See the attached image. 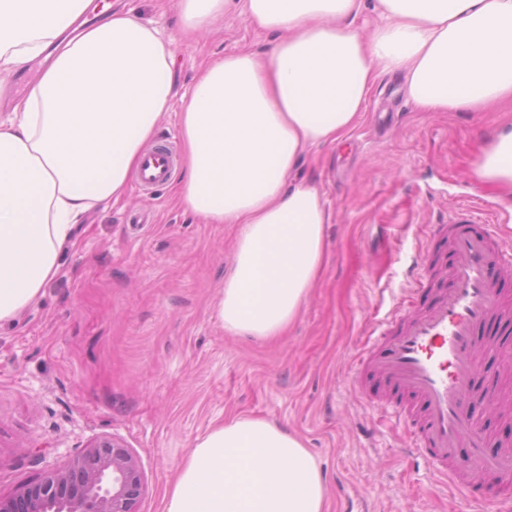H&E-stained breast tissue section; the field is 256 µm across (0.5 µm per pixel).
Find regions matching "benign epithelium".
I'll return each instance as SVG.
<instances>
[{"label":"benign epithelium","instance_id":"1","mask_svg":"<svg viewBox=\"0 0 512 512\" xmlns=\"http://www.w3.org/2000/svg\"><path fill=\"white\" fill-rule=\"evenodd\" d=\"M144 490L137 454L118 438L102 437L41 481L0 497V512H136Z\"/></svg>","mask_w":512,"mask_h":512}]
</instances>
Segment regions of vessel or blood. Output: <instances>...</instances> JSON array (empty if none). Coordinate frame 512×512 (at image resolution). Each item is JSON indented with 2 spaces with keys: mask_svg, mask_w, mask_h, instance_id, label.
Wrapping results in <instances>:
<instances>
[{
  "mask_svg": "<svg viewBox=\"0 0 512 512\" xmlns=\"http://www.w3.org/2000/svg\"><path fill=\"white\" fill-rule=\"evenodd\" d=\"M173 168L169 149L155 148L143 159L140 183L147 189L165 185ZM473 225L464 212L449 218L443 227L452 256L447 287L422 309L396 308L395 330L358 358L355 375L371 377L418 401L411 453L452 481L465 498V512H512L511 498L469 496V486L476 481L512 487V451L488 453L469 407L478 373L475 333L505 314L499 280L504 269L512 267V245Z\"/></svg>",
  "mask_w": 512,
  "mask_h": 512,
  "instance_id": "vessel-or-blood-1",
  "label": "vessel or blood"
}]
</instances>
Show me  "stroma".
Masks as SVG:
<instances>
[{"instance_id": "obj_1", "label": "stroma", "mask_w": 512, "mask_h": 512, "mask_svg": "<svg viewBox=\"0 0 512 512\" xmlns=\"http://www.w3.org/2000/svg\"><path fill=\"white\" fill-rule=\"evenodd\" d=\"M171 41L177 90L235 51H262L269 33L239 10L186 39L178 0H123ZM512 111L419 112L395 75L372 88L344 143L320 149L316 178L331 217L326 264L298 319L270 342L224 332L216 306L234 229L202 224L175 182L129 185L119 204L90 210L60 274L15 323L0 326V496L39 481L87 444L116 436L138 455V512L163 499L196 437L234 416L300 437L327 487L329 512H461L422 459H402L400 408L411 397L357 385L350 366L380 336L401 298L421 303L451 264L437 225L466 208L512 242V187L477 166ZM424 290L409 266L419 252ZM483 381L471 397L488 451L512 446V335L480 334ZM374 396L388 408L365 404Z\"/></svg>"}]
</instances>
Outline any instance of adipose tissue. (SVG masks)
Returning <instances> with one entry per match:
<instances>
[{"mask_svg": "<svg viewBox=\"0 0 512 512\" xmlns=\"http://www.w3.org/2000/svg\"><path fill=\"white\" fill-rule=\"evenodd\" d=\"M267 31L264 54H225L204 69L180 113L183 207L236 227L217 318L225 333L282 335L326 262L329 214L317 182L297 179L303 153L341 142L376 79L401 74L422 112L512 103V0H242ZM232 0H179L188 34ZM0 0V78L50 53L0 120V324L43 297L80 218L119 201L176 97L173 52L117 0ZM512 186V124L478 164ZM324 478L301 439L254 417L196 438L163 512H327Z\"/></svg>", "mask_w": 512, "mask_h": 512, "instance_id": "1", "label": "adipose tissue"}]
</instances>
